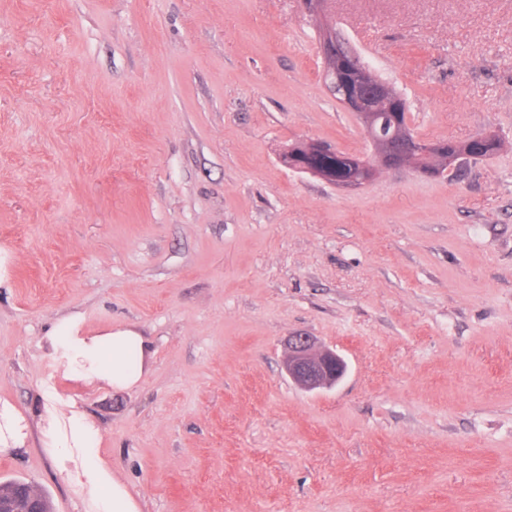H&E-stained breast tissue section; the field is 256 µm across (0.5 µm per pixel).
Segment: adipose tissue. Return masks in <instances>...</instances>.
I'll return each instance as SVG.
<instances>
[{
    "label": "adipose tissue",
    "mask_w": 512,
    "mask_h": 512,
    "mask_svg": "<svg viewBox=\"0 0 512 512\" xmlns=\"http://www.w3.org/2000/svg\"><path fill=\"white\" fill-rule=\"evenodd\" d=\"M80 326L79 316L64 317L55 320L46 334L47 345L65 374L115 390L136 387L150 357L141 332L132 325H119L85 335ZM41 423L45 446L59 462L69 460L75 450L82 455L79 482L92 494L93 512H141L127 486L97 457V432L79 409H71L65 417L56 403H49Z\"/></svg>",
    "instance_id": "1"
}]
</instances>
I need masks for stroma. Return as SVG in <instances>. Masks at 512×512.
<instances>
[{
  "mask_svg": "<svg viewBox=\"0 0 512 512\" xmlns=\"http://www.w3.org/2000/svg\"><path fill=\"white\" fill-rule=\"evenodd\" d=\"M332 23L426 140L497 134L447 180L367 159L327 89ZM136 325L127 391L65 378L56 319ZM299 332L348 363L289 381ZM75 401L141 512H512V0H0V484L89 512L44 446ZM307 144L315 153L325 156L309 155L305 147L306 143L297 142L292 144L288 152L282 156V160L288 165V168L294 169L296 167L295 162L298 161H310L320 168L327 170L330 174L335 175L337 179L350 177L349 171L345 169L346 165L344 162L338 158L326 156L334 153V149L321 142L311 141L307 142ZM0 420V452L21 446L26 437L23 419L13 408L5 405L3 413L0 411Z\"/></svg>",
  "mask_w": 512,
  "mask_h": 512,
  "instance_id": "35a3bbf8",
  "label": "stroma"
}]
</instances>
